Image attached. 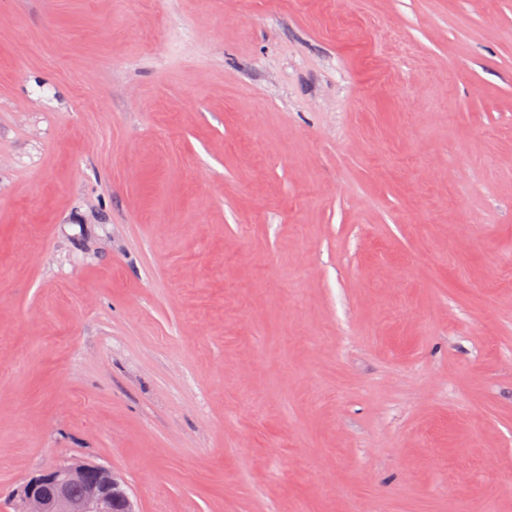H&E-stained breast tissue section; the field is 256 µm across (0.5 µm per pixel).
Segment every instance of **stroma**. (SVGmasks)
<instances>
[{
	"mask_svg": "<svg viewBox=\"0 0 512 512\" xmlns=\"http://www.w3.org/2000/svg\"><path fill=\"white\" fill-rule=\"evenodd\" d=\"M512 512V0H0V512ZM83 486V494L80 486ZM12 512H139L126 481L103 466L64 463L31 476L10 495Z\"/></svg>",
	"mask_w": 512,
	"mask_h": 512,
	"instance_id": "stroma-1",
	"label": "stroma"
}]
</instances>
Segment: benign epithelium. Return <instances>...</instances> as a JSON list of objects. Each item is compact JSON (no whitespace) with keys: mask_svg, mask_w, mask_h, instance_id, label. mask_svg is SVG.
Masks as SVG:
<instances>
[{"mask_svg":"<svg viewBox=\"0 0 512 512\" xmlns=\"http://www.w3.org/2000/svg\"><path fill=\"white\" fill-rule=\"evenodd\" d=\"M75 484L83 494H71ZM12 512H138L126 481L84 461L64 463L31 476L10 495Z\"/></svg>","mask_w":512,"mask_h":512,"instance_id":"1","label":"benign epithelium"}]
</instances>
